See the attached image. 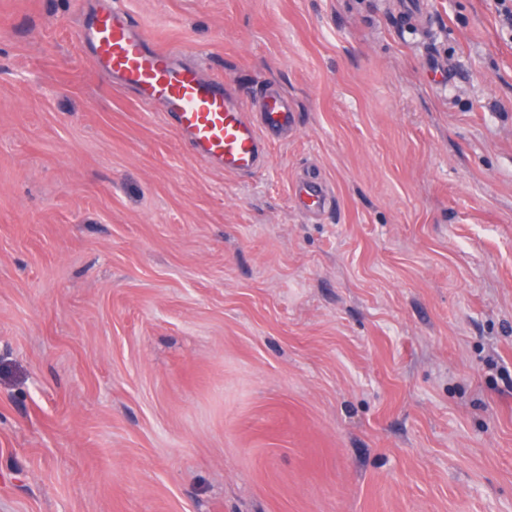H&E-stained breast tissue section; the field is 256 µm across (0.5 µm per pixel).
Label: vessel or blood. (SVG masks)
<instances>
[{"instance_id": "obj_1", "label": "vessel or blood", "mask_w": 512, "mask_h": 512, "mask_svg": "<svg viewBox=\"0 0 512 512\" xmlns=\"http://www.w3.org/2000/svg\"><path fill=\"white\" fill-rule=\"evenodd\" d=\"M78 37L107 79L133 89L145 105H161L193 155L226 174L254 172L265 139L295 126L286 99L234 94L202 79L197 67L179 63L178 49L150 44L136 32L121 9L97 13Z\"/></svg>"}]
</instances>
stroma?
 <instances>
[{
	"mask_svg": "<svg viewBox=\"0 0 512 512\" xmlns=\"http://www.w3.org/2000/svg\"><path fill=\"white\" fill-rule=\"evenodd\" d=\"M113 1L0 0V512H512L495 0H117L292 103L248 178L100 75Z\"/></svg>",
	"mask_w": 512,
	"mask_h": 512,
	"instance_id": "obj_1",
	"label": "stroma"
}]
</instances>
